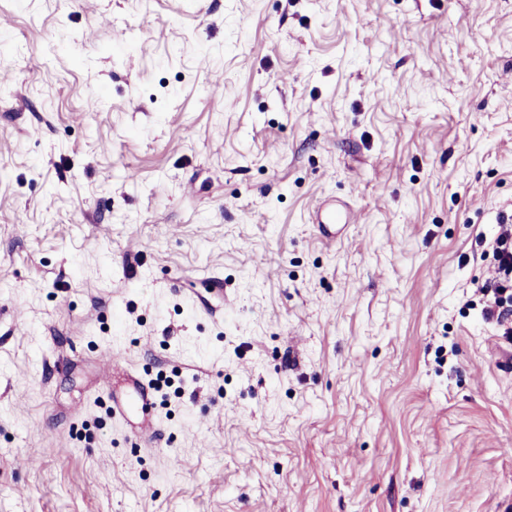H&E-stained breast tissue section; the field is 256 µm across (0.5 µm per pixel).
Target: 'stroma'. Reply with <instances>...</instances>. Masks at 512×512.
I'll return each instance as SVG.
<instances>
[{"label":"stroma","instance_id":"35a3bbf8","mask_svg":"<svg viewBox=\"0 0 512 512\" xmlns=\"http://www.w3.org/2000/svg\"><path fill=\"white\" fill-rule=\"evenodd\" d=\"M0 76V512H512V0H0ZM499 219L498 233L492 242L496 269L494 277V297L485 308L486 315L501 322L499 308L506 302H512V224ZM152 396L148 388L138 384L134 398L130 402H115L112 406V416L115 418H125L128 413L135 411L142 416L141 433L145 436L149 435L153 428L152 423Z\"/></svg>","mask_w":512,"mask_h":512}]
</instances>
